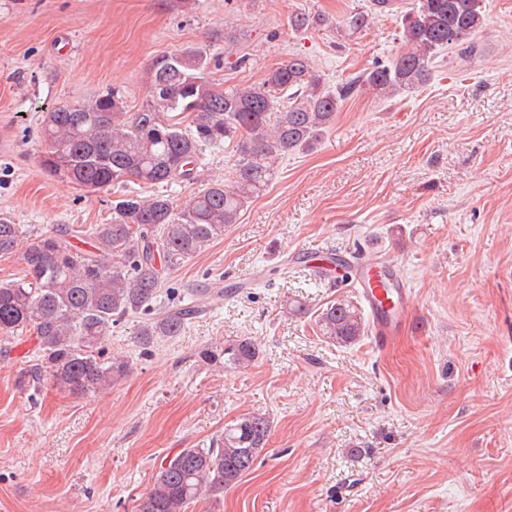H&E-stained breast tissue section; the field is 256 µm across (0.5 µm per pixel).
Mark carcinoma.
I'll use <instances>...</instances> for the list:
<instances>
[{
	"mask_svg": "<svg viewBox=\"0 0 512 512\" xmlns=\"http://www.w3.org/2000/svg\"><path fill=\"white\" fill-rule=\"evenodd\" d=\"M398 9V0H370L341 24L360 31L373 17ZM483 21L481 0H414L401 19L406 50L334 89L301 54L269 70L260 83L221 88L209 79L221 58L187 46L153 60L148 95L138 107L112 89L45 113L41 164L61 182L87 192L129 181L200 188L183 207L159 193L121 195L112 222L90 227L87 250L77 248L66 230L25 246L19 225L0 218V255L18 251L25 265L22 279L0 284V334L34 335L30 377L73 392L112 387L126 376L128 362L105 356L103 342L130 315L149 316L136 333L141 345L181 335L194 308L151 316L162 295V265L197 256L238 223L267 190L279 162L312 150L346 100L362 92L390 98L416 89L447 50L476 54ZM229 146L236 159L228 174L202 177L205 151ZM317 324L322 335L346 346L367 333L360 307L347 298L323 309ZM257 354L246 338L204 357L222 358L224 367L236 369ZM269 432L266 416L246 414L208 446L166 456L140 512H189L191 504L223 493L253 469Z\"/></svg>",
	"mask_w": 512,
	"mask_h": 512,
	"instance_id": "carcinoma-1",
	"label": "carcinoma"
}]
</instances>
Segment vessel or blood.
Instances as JSON below:
<instances>
[{
  "instance_id": "vessel-or-blood-1",
  "label": "vessel or blood",
  "mask_w": 512,
  "mask_h": 512,
  "mask_svg": "<svg viewBox=\"0 0 512 512\" xmlns=\"http://www.w3.org/2000/svg\"><path fill=\"white\" fill-rule=\"evenodd\" d=\"M352 270L350 282L358 286L372 319V342L376 347H384L394 339L411 307V290L398 266L388 260H356Z\"/></svg>"
}]
</instances>
